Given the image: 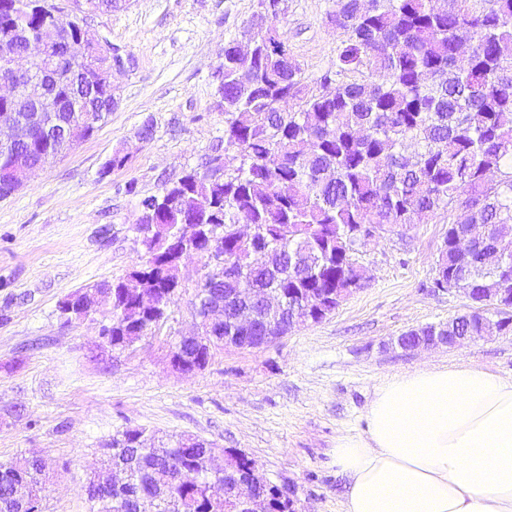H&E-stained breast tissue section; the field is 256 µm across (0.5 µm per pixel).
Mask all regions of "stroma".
<instances>
[{"label": "stroma", "mask_w": 512, "mask_h": 512, "mask_svg": "<svg viewBox=\"0 0 512 512\" xmlns=\"http://www.w3.org/2000/svg\"><path fill=\"white\" fill-rule=\"evenodd\" d=\"M330 6L286 0L276 23L308 82L330 69L346 38L329 22ZM257 10L258 0H127L96 15L93 31L135 61L114 79L117 107L90 139L0 199V463L22 455L48 463L44 512H90L101 446L135 429L238 449L294 487L298 512H343L348 478L333 449L337 437L365 431L382 381L462 360L512 379L511 332L455 348L396 344L466 309L464 297L433 285L452 210L370 241L360 257L369 272L363 288L321 322L261 348L221 347L193 373L174 370L170 350L194 323L197 256L182 265L167 319L125 350L103 345L102 316L61 319L67 295L141 265L140 199L223 154L224 46ZM116 153L126 165L104 171Z\"/></svg>", "instance_id": "stroma-1"}]
</instances>
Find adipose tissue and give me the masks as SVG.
<instances>
[{"label": "adipose tissue", "instance_id": "ef3b65f1", "mask_svg": "<svg viewBox=\"0 0 512 512\" xmlns=\"http://www.w3.org/2000/svg\"><path fill=\"white\" fill-rule=\"evenodd\" d=\"M336 440L344 512H512V380L461 361L377 386Z\"/></svg>", "mask_w": 512, "mask_h": 512}]
</instances>
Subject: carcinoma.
<instances>
[{"label": "carcinoma", "mask_w": 512, "mask_h": 512, "mask_svg": "<svg viewBox=\"0 0 512 512\" xmlns=\"http://www.w3.org/2000/svg\"><path fill=\"white\" fill-rule=\"evenodd\" d=\"M124 0H81L99 13ZM56 0H0V53L22 43L20 30L40 31ZM330 23L347 32L335 72L314 89L299 64L270 47L247 24L252 41L251 84L238 80L239 42L224 45V146L246 158L241 169H224V183L190 171L141 202L151 213L145 257L138 269L112 283L103 309L111 348L125 336H145L179 288L181 259L171 241L181 226L195 231L187 249L217 248L195 293L203 304L229 297L255 298L263 288L281 298L286 314L312 297L335 303L336 289L351 287L360 267V239L369 225L404 228L448 209L456 224H485L483 239L466 246L468 232L448 229L435 264L434 284L454 278L470 288H511L512 257L498 242L512 237V61L500 49L512 45V0H333ZM464 25L473 52L459 59L450 32ZM357 74L353 82L338 80ZM90 89V102L108 114L110 97ZM295 101L288 111L273 105ZM73 113L58 112L47 131L25 146L33 165L58 155L59 136ZM11 159L0 153V199L15 191ZM239 224L259 230L254 238L235 232ZM311 263L295 267L296 256ZM197 327L213 337L242 336L234 322L209 324L195 310ZM188 368L201 370L207 350H182ZM169 440L162 451H143L145 432L126 430L104 449L102 470L89 485L92 512H115L116 504L141 499L153 512H213L207 486L224 476V457L197 440ZM124 463L133 482L120 488L108 479ZM43 462L19 457L0 464V512H43L39 473Z\"/></svg>", "instance_id": "obj_1"}]
</instances>
